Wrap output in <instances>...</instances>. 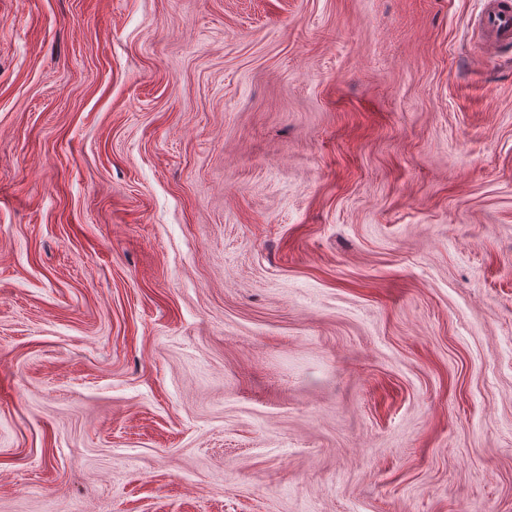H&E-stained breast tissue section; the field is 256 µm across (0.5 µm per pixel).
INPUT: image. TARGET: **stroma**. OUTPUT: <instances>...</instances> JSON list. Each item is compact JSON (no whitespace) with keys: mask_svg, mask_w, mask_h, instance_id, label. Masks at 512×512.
Returning a JSON list of instances; mask_svg holds the SVG:
<instances>
[{"mask_svg":"<svg viewBox=\"0 0 512 512\" xmlns=\"http://www.w3.org/2000/svg\"><path fill=\"white\" fill-rule=\"evenodd\" d=\"M484 5L0 0V512H512Z\"/></svg>","mask_w":512,"mask_h":512,"instance_id":"35a3bbf8","label":"stroma"}]
</instances>
